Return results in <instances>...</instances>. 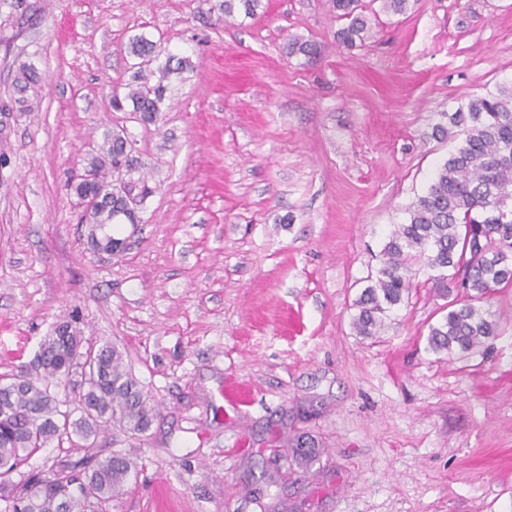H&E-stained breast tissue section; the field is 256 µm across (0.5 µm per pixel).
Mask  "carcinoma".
<instances>
[{
    "label": "carcinoma",
    "instance_id": "cac0c4a2",
    "mask_svg": "<svg viewBox=\"0 0 512 512\" xmlns=\"http://www.w3.org/2000/svg\"><path fill=\"white\" fill-rule=\"evenodd\" d=\"M336 16L347 21L339 31L349 45L361 38L366 21L356 13L358 0H329ZM262 0H218L215 8L228 20L237 13L258 15ZM128 54L141 59L125 85L112 93L110 107L135 119L157 120L167 90L164 81L190 67L188 58L166 60L160 77L151 82L148 66L155 58L153 42L144 36L129 40ZM289 55L313 60L320 53L310 41H288ZM40 77L31 63L14 77L16 101L31 111L29 94L38 93ZM463 141L437 171L428 192L407 208L408 217L389 236L376 274L368 277L356 306L353 325L361 336H372L387 313L399 307L411 290L413 266L431 271L429 280L448 298V313L430 326L434 352L467 353L495 339L499 323L479 303L512 285V84L472 99L448 114ZM135 142L118 132L104 134L92 151L84 174L69 184L84 208L86 223L97 230L124 217L132 223L134 205L152 193L118 178L140 168ZM72 322H62L41 344L28 365L16 374L0 375V489L9 476L52 441H82L83 455L56 469L30 476L19 495L6 500L4 512H92L94 504L119 498L137 470L129 456L107 451L93 440L108 427L143 435L157 414L138 379L115 344H88ZM92 359L94 368L87 367Z\"/></svg>",
    "mask_w": 512,
    "mask_h": 512
}]
</instances>
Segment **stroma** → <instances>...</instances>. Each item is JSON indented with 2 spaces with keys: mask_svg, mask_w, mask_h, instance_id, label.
<instances>
[{
  "mask_svg": "<svg viewBox=\"0 0 512 512\" xmlns=\"http://www.w3.org/2000/svg\"><path fill=\"white\" fill-rule=\"evenodd\" d=\"M0 0V374L57 324L119 345L159 408L99 512H512V286L486 306L501 334L433 352L447 313L427 269L376 335L356 299L406 208L460 146L449 112L512 83V0H359L342 43L328 0H263L227 23L216 0ZM171 76L156 123L112 111L133 36ZM316 43L309 61L289 39ZM41 74L34 109L12 88ZM123 130L152 189L130 242L95 252L68 188L92 144ZM319 453L292 465L298 437ZM40 77L35 66L31 63L20 65L14 77V91L18 96L16 101L20 104L23 112L31 111L29 92L37 96Z\"/></svg>",
  "mask_w": 512,
  "mask_h": 512,
  "instance_id": "stroma-1",
  "label": "stroma"
}]
</instances>
